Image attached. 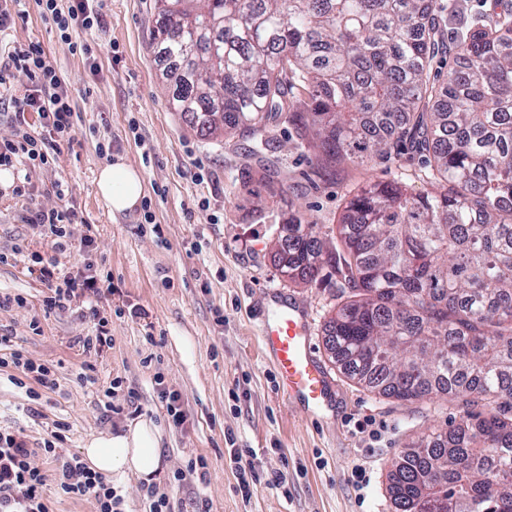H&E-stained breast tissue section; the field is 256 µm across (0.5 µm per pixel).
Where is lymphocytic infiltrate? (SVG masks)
Wrapping results in <instances>:
<instances>
[{
	"label": "lymphocytic infiltrate",
	"mask_w": 512,
	"mask_h": 512,
	"mask_svg": "<svg viewBox=\"0 0 512 512\" xmlns=\"http://www.w3.org/2000/svg\"><path fill=\"white\" fill-rule=\"evenodd\" d=\"M95 0H35L40 14L53 22L61 38L69 40L72 53L88 54L89 48L77 39V32L92 30L100 15ZM15 68L27 71L31 85L20 95L0 73V95L11 99L15 111L12 121L17 129L14 138L0 140V167L25 165L34 169L49 166L62 145L71 144L74 133L72 98L57 68L41 45L29 44L10 52ZM37 120L40 130L29 133L30 120ZM22 221L34 234L48 240L54 251L72 246V227L81 218L71 207L30 208ZM38 265L41 280L50 294L43 300L45 312L76 309L79 317L94 327L86 337V348L102 349L112 342L110 320L101 304L103 295L111 293L112 282L101 274L91 260H84L76 275L62 274L55 259L31 255ZM8 372V380L23 389L28 399L29 416H39L38 403L45 390L59 386L55 364L28 358L12 336L0 334V372ZM70 426L53 421L43 440L29 444L23 429L0 427V512H50L47 479L35 463L41 456L57 461L56 491L75 498L95 502V512H122V499L110 479L90 468L79 455L64 454ZM238 487L242 498H251L255 488L267 485L281 490L288 487L287 470L265 469L256 452L236 454Z\"/></svg>",
	"instance_id": "obj_1"
}]
</instances>
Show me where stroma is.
<instances>
[{"mask_svg": "<svg viewBox=\"0 0 512 512\" xmlns=\"http://www.w3.org/2000/svg\"><path fill=\"white\" fill-rule=\"evenodd\" d=\"M100 5V26L83 36L91 57L72 53L33 0L0 41V67L18 89L29 78L9 67L8 50L32 42L45 49L72 96L76 126L72 146L32 172L29 195L0 183V251H25L0 265V293L27 299L25 307L0 310V333L15 336L31 357L60 363L62 375L59 388L43 392L37 418L26 415L22 390L1 381L0 424L23 428L38 442L52 421L66 420L69 454L91 436L152 421L162 447L155 485L169 493L175 512H195L203 502L211 512H393L392 462L422 434L456 425L468 406L442 394L400 401L350 380L326 345V325L349 292L347 281L330 267L312 285L283 278L275 237L278 225L297 214L336 242L348 201L366 184L397 179L409 191L426 189L421 156L405 150L391 159L325 166L285 118L259 142L237 130L201 132L174 108L180 72L153 40L156 0ZM104 138L112 142L108 158L96 150ZM112 157L142 173L145 206L115 216L100 206L95 175ZM66 204L82 218L74 236L92 234L93 257L112 277L116 293L103 305L147 312L143 319L113 317L112 346L101 353L83 348L89 323L68 311L44 312L49 290L27 259L51 248L22 223L26 208ZM278 299L308 315L313 355L331 384V399L318 411L281 397L262 349L260 318ZM34 319L37 335L29 328ZM86 365L100 380L121 377L136 394L133 405L107 411L74 379ZM161 386L180 395L182 427L169 425L157 397ZM236 448L254 450L268 469L287 468V491L261 485L242 499ZM198 457L207 463L205 478L172 482L175 470ZM358 468L366 470L368 486L354 481Z\"/></svg>", "mask_w": 512, "mask_h": 512, "instance_id": "1", "label": "stroma"}]
</instances>
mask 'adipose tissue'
<instances>
[{
  "label": "adipose tissue",
  "instance_id": "1",
  "mask_svg": "<svg viewBox=\"0 0 512 512\" xmlns=\"http://www.w3.org/2000/svg\"><path fill=\"white\" fill-rule=\"evenodd\" d=\"M96 186L101 204L113 215L133 210L145 193L143 176L121 160L100 168ZM83 455L96 471L118 478L132 473L149 482L161 471L160 432L152 421L142 420L124 433L92 437Z\"/></svg>",
  "mask_w": 512,
  "mask_h": 512
}]
</instances>
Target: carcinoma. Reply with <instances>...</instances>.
<instances>
[{
  "instance_id": "1",
  "label": "carcinoma",
  "mask_w": 512,
  "mask_h": 512,
  "mask_svg": "<svg viewBox=\"0 0 512 512\" xmlns=\"http://www.w3.org/2000/svg\"><path fill=\"white\" fill-rule=\"evenodd\" d=\"M157 2L154 40L186 63L174 101L191 123L256 138L289 115L326 162L425 156L427 190L378 181L350 199L341 250L314 224L279 225L278 265L307 284L343 267L352 295L327 336L349 379L484 403L407 446L394 512H512V0L446 44L437 0ZM445 49L454 63L430 88Z\"/></svg>"
}]
</instances>
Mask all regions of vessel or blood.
Wrapping results in <instances>:
<instances>
[{
  "mask_svg": "<svg viewBox=\"0 0 512 512\" xmlns=\"http://www.w3.org/2000/svg\"><path fill=\"white\" fill-rule=\"evenodd\" d=\"M259 333L266 352L274 359L279 388L290 400L309 409L321 408L328 397V381L309 344L307 319L292 304H281L260 320Z\"/></svg>",
  "mask_w": 512,
  "mask_h": 512,
  "instance_id": "b4317fda",
  "label": "vessel or blood"
}]
</instances>
